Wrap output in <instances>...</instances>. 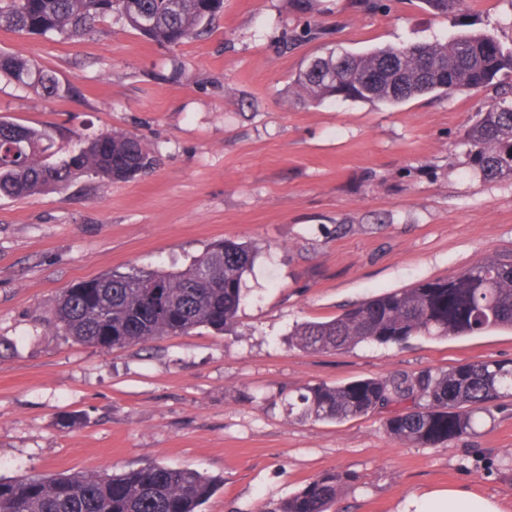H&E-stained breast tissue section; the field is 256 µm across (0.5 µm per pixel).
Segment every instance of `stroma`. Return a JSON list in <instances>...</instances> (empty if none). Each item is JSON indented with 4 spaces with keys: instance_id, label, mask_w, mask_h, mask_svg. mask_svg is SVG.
<instances>
[{
    "instance_id": "35a3bbf8",
    "label": "stroma",
    "mask_w": 512,
    "mask_h": 512,
    "mask_svg": "<svg viewBox=\"0 0 512 512\" xmlns=\"http://www.w3.org/2000/svg\"><path fill=\"white\" fill-rule=\"evenodd\" d=\"M467 3L444 16L423 0L377 12L353 0H318L312 12L296 0H224L210 30L176 48L114 19L72 40L0 28V53L79 90L50 98L0 77V117L54 126L66 145L131 132L156 160L127 182L83 176L58 193L0 197V478L154 462L217 481L200 512H271L335 470L351 481L331 512H399L409 495L448 487L512 512L511 399L436 447L391 441L380 414L300 422L282 405L306 385L512 361L510 330L336 352L288 346L298 323L512 253V177L483 178L462 144L494 89L397 107L293 93L299 70L335 45L362 52L473 29L512 47V0ZM309 25L324 36L302 37ZM224 239L256 253L232 332L103 349L53 330L76 284L181 270ZM66 413L80 424L60 428Z\"/></svg>"
}]
</instances>
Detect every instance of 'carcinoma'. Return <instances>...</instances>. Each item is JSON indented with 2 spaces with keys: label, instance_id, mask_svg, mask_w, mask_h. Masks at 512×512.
Returning <instances> with one entry per match:
<instances>
[{
  "label": "carcinoma",
  "instance_id": "obj_1",
  "mask_svg": "<svg viewBox=\"0 0 512 512\" xmlns=\"http://www.w3.org/2000/svg\"><path fill=\"white\" fill-rule=\"evenodd\" d=\"M0 0V27L22 35L81 37L108 18L144 37L177 47L200 37L224 0ZM431 10L457 12L464 0H424ZM512 74V49L492 35L461 32L428 43L384 46L355 54L334 48L300 71L298 95L396 106L412 98L479 91ZM0 76L52 97L73 87L22 54L0 53ZM473 168L485 178L512 176V100L475 113L464 138ZM155 159L126 132L87 135L72 148L56 131L0 117V196L25 198L62 191L83 175L129 181ZM255 255L245 243L224 240L177 272H111L86 280L60 298L54 328L78 343L110 349L145 345L200 327L232 329L245 300L244 276ZM159 280L160 288L148 284ZM512 330V256L487 255L448 279L421 280L366 299L325 321L288 332V346L305 352L399 344L416 337L448 339ZM512 398V364L474 362L451 369L391 373L340 386L307 385L283 400L299 420L344 421L386 412L384 429L399 444L435 446L471 432L478 414ZM350 482L342 473L318 474L272 512H330ZM213 482L189 467L151 463L121 474L100 472L0 482V512H198Z\"/></svg>",
  "mask_w": 512,
  "mask_h": 512
}]
</instances>
